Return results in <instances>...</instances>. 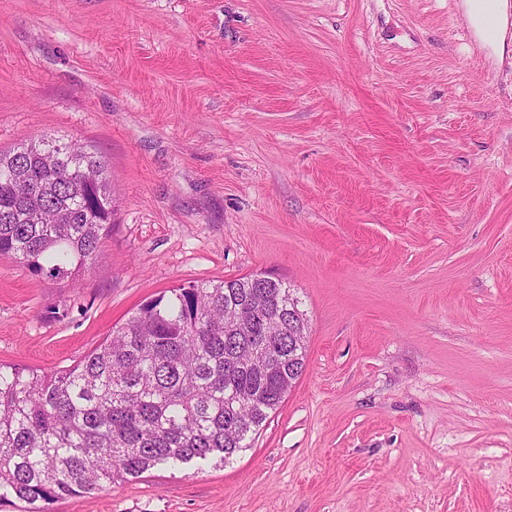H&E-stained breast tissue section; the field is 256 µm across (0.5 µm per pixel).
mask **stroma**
Wrapping results in <instances>:
<instances>
[{
    "instance_id": "stroma-1",
    "label": "stroma",
    "mask_w": 512,
    "mask_h": 512,
    "mask_svg": "<svg viewBox=\"0 0 512 512\" xmlns=\"http://www.w3.org/2000/svg\"><path fill=\"white\" fill-rule=\"evenodd\" d=\"M461 2L0 0V150L79 142L117 199L77 283L0 258V363L255 272L309 320L249 448L45 512H512V50Z\"/></svg>"
}]
</instances>
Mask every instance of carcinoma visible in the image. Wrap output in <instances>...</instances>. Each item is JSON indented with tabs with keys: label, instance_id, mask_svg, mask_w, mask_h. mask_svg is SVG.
<instances>
[{
	"label": "carcinoma",
	"instance_id": "obj_1",
	"mask_svg": "<svg viewBox=\"0 0 512 512\" xmlns=\"http://www.w3.org/2000/svg\"><path fill=\"white\" fill-rule=\"evenodd\" d=\"M27 171L28 204L11 181ZM115 199L104 160L50 136L0 152V256L49 279L101 256ZM298 317L288 330V300ZM301 301L254 276L190 283L143 304L74 366L0 363V501L86 497L164 463L230 460L306 367Z\"/></svg>",
	"mask_w": 512,
	"mask_h": 512
}]
</instances>
